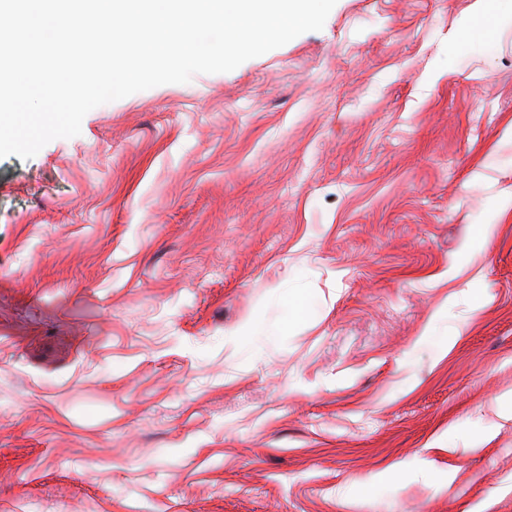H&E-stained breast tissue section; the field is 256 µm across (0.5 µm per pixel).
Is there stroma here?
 I'll return each mask as SVG.
<instances>
[{"label":"stroma","instance_id":"35a3bbf8","mask_svg":"<svg viewBox=\"0 0 512 512\" xmlns=\"http://www.w3.org/2000/svg\"><path fill=\"white\" fill-rule=\"evenodd\" d=\"M474 3L337 0L0 159V512H512V26L456 40Z\"/></svg>","mask_w":512,"mask_h":512}]
</instances>
